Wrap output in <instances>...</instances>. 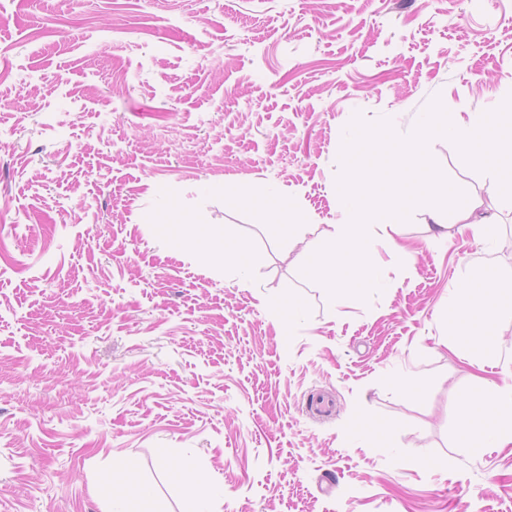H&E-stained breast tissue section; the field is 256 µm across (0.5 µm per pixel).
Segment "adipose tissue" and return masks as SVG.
<instances>
[{
  "instance_id": "obj_1",
  "label": "adipose tissue",
  "mask_w": 512,
  "mask_h": 512,
  "mask_svg": "<svg viewBox=\"0 0 512 512\" xmlns=\"http://www.w3.org/2000/svg\"><path fill=\"white\" fill-rule=\"evenodd\" d=\"M464 302L450 333L476 356H494L495 325L501 314L512 311V293H504L493 273L464 278L458 284ZM460 432L466 448L483 454L486 448L512 444V387H490L458 402Z\"/></svg>"
}]
</instances>
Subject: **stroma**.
<instances>
[{
    "mask_svg": "<svg viewBox=\"0 0 512 512\" xmlns=\"http://www.w3.org/2000/svg\"><path fill=\"white\" fill-rule=\"evenodd\" d=\"M511 93L512 0H0V512H111L115 469L183 512L174 462L219 484L212 512H512V445L471 456L457 413L512 385V315L479 367L448 333L452 285L512 277L493 175L433 138L494 247L432 237L423 205L406 257L372 228L368 299L298 261L346 220L355 113L406 135L433 98ZM188 222L256 255L246 284Z\"/></svg>",
    "mask_w": 512,
    "mask_h": 512,
    "instance_id": "obj_1",
    "label": "stroma"
}]
</instances>
